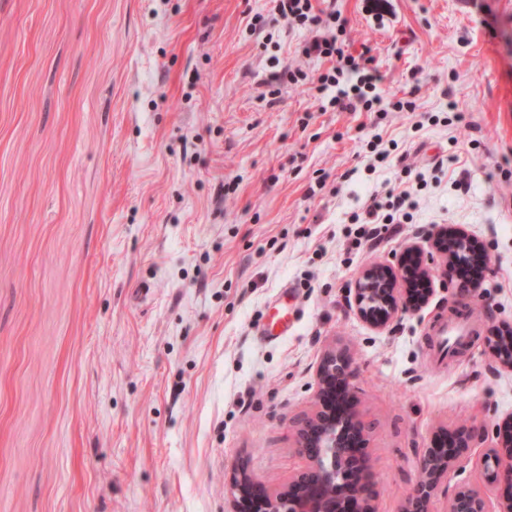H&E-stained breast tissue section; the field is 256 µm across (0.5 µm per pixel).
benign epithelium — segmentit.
Returning a JSON list of instances; mask_svg holds the SVG:
<instances>
[{"label": "benign epithelium", "instance_id": "benign-epithelium-1", "mask_svg": "<svg viewBox=\"0 0 512 512\" xmlns=\"http://www.w3.org/2000/svg\"><path fill=\"white\" fill-rule=\"evenodd\" d=\"M446 236L448 231L444 230L431 237L432 247L445 256L446 263L476 258L487 262L465 232L456 231V245L451 252L441 244ZM406 253L412 257L410 276L430 282L434 254L424 252L417 243L410 244ZM398 279L399 271L389 264L367 266L355 283L350 307L369 325L386 328L400 315L416 313L429 304L434 289L425 288L418 295L410 288L399 287ZM496 340L499 366L512 371L511 323L502 326ZM354 376L348 356L333 349L324 351L316 371L318 410L298 430V447L307 457L308 467L277 493L262 490L246 468H235L229 479L231 512H376L371 484L363 476L366 460L356 447L364 442V428L355 409L338 415L331 408L336 401V386L349 392ZM476 436L487 439V429L462 435L452 448L432 444L423 450L418 481L401 512H431L435 489L467 453ZM469 462L490 482L511 491L502 512H512V420L507 428L496 429L494 441ZM448 512H486L481 490L469 485L457 487L448 500Z\"/></svg>", "mask_w": 512, "mask_h": 512}]
</instances>
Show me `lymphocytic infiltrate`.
Listing matches in <instances>:
<instances>
[{
	"label": "lymphocytic infiltrate",
	"instance_id": "obj_1",
	"mask_svg": "<svg viewBox=\"0 0 512 512\" xmlns=\"http://www.w3.org/2000/svg\"><path fill=\"white\" fill-rule=\"evenodd\" d=\"M273 20L285 21L291 28L308 31L309 37L301 45V54L310 60L330 61V68L316 75L301 68L275 74L263 83V96L277 98L283 83L313 85L320 101L339 112H412L416 109L418 86H411L402 96L384 97L382 73L367 66L362 57L354 56L345 48L343 36L347 21L336 10L316 9L313 0H273ZM404 177L390 187L385 195H371L361 211L353 213L351 223L356 226L355 240L376 243L382 226H390L392 234L401 231L402 219L416 204V197L427 180L423 171L403 166Z\"/></svg>",
	"mask_w": 512,
	"mask_h": 512
}]
</instances>
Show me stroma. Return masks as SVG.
<instances>
[{
	"label": "stroma",
	"mask_w": 512,
	"mask_h": 512,
	"mask_svg": "<svg viewBox=\"0 0 512 512\" xmlns=\"http://www.w3.org/2000/svg\"><path fill=\"white\" fill-rule=\"evenodd\" d=\"M319 6L386 95L419 78L412 116L323 112L304 86L259 99L278 67L325 68L286 23L251 30L270 0H0V512H227L239 465L279 490L307 465L328 348L356 368L377 512H400L431 442L512 417L487 343L512 323V183L491 177L512 158V0ZM377 134L428 186L400 235L359 248L349 217L395 176L369 169ZM442 153L460 160L434 170ZM442 228L489 258L467 310L439 261L420 312L361 321L359 272ZM278 302L294 327L261 339ZM455 314L473 334L441 361ZM463 484L500 512L464 458L432 512Z\"/></svg>",
	"instance_id": "obj_1"
}]
</instances>
